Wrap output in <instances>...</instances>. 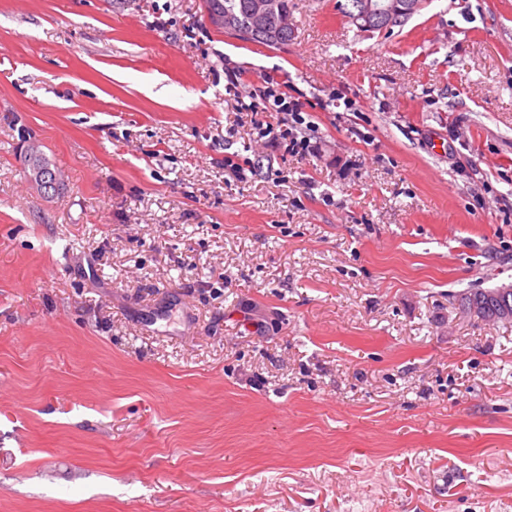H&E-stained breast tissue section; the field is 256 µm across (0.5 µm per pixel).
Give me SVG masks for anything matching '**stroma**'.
<instances>
[{
	"mask_svg": "<svg viewBox=\"0 0 512 512\" xmlns=\"http://www.w3.org/2000/svg\"><path fill=\"white\" fill-rule=\"evenodd\" d=\"M341 2L0 0V512H512V0ZM276 0H205V8L208 14H223L230 13L235 15L241 25L248 21L249 11L252 4V21L255 27H263L274 9ZM219 19L221 25H224L225 31L239 32V27L233 16L224 15V18L214 17V20ZM346 3L342 5L341 10L345 14L344 16L351 18L356 13L359 3L361 0H345ZM424 0H363L362 13L354 18H351L352 22L360 25L359 19L368 21L369 17L374 14L385 13L389 16L408 15L412 16L417 13L423 6ZM409 18L400 17L398 20H394L389 23L382 18L373 17L368 23L370 28H363L366 31H389L396 26H402ZM247 97L249 101H246L243 97L238 101L239 107L243 110L253 112L261 109L264 110L263 112H277V114L288 112L294 122L305 123V119L299 114L300 112H295L294 100H291L284 91L279 92L273 87L266 86L262 94L257 95V93L249 92ZM257 97H260V101L257 100ZM499 288H504V292L510 293H503L499 297H495L498 288L492 290L478 288L464 293L465 297L462 298V302H482L488 306L489 312L495 317L490 320L512 321V284Z\"/></svg>",
	"mask_w": 512,
	"mask_h": 512,
	"instance_id": "obj_1",
	"label": "stroma"
}]
</instances>
